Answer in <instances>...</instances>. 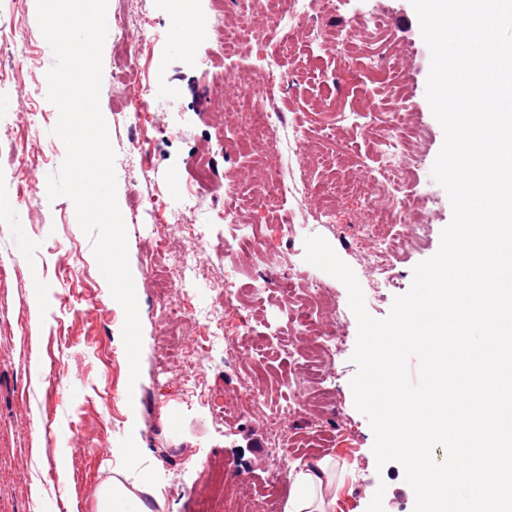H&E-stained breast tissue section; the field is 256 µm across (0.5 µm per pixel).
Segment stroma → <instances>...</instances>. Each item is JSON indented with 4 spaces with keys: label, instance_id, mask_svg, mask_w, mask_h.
I'll return each instance as SVG.
<instances>
[{
    "label": "stroma",
    "instance_id": "35a3bbf8",
    "mask_svg": "<svg viewBox=\"0 0 512 512\" xmlns=\"http://www.w3.org/2000/svg\"><path fill=\"white\" fill-rule=\"evenodd\" d=\"M121 12L128 16L129 27L124 32L112 29L105 41L100 106L116 152L117 201L127 228L142 325L140 377L134 383L121 336L124 310L98 268L72 200H51L44 194L34 200L28 194L30 188L46 184L66 153L63 142L50 133L58 111L40 81L53 55L37 21L36 0H0V20L16 22L7 35L11 53L26 60L22 72L0 73V202L6 206L0 211V512H96L97 489L115 477L129 486H145L153 512H221L222 502L202 503L211 482L210 472L198 465L202 459L231 462L252 488L262 489L268 481L270 447L261 420L248 415L215 418L184 391L176 362H169L167 373H159L166 330L159 319V297L144 285L152 236L182 221L176 201L190 179L193 155L208 157L221 173L236 166L248 171L260 161L252 150L225 156L224 115L212 111L210 84L201 75L206 63L214 76H245L250 63L239 56L225 58L210 0H195L196 33L190 39L156 0H108V17ZM362 13L384 16L387 40L409 50L404 102L426 134L408 189L426 208L428 232L398 260L393 286L366 300L369 314L382 319L394 298L409 290L415 266L436 254L453 215L446 190L427 182L444 134L426 99L431 56L410 0H340L334 13L311 21L297 50L298 60L309 61L316 71L288 95L289 118L310 137L339 134L347 146L333 170L314 161L302 169L322 196L334 199L330 222L289 235L280 218L301 206L290 194L280 200L277 214L251 206L244 213L262 226L261 264H291L316 274V267L305 260L304 239L319 235L359 284H366L364 255L353 237L364 199L353 191L335 192L333 185L354 183L373 172L374 130H343L339 121L341 112L381 100L382 87L369 71L341 64L323 42L326 31L349 26ZM145 23L157 31V38L140 39L138 29ZM123 45L145 72L161 71L176 97L173 105L150 110L147 116L153 146L146 175L124 155L127 130L120 114L129 98L114 78L115 57ZM141 198H158L166 206L155 218L145 219L136 210ZM66 248L72 250V259H64ZM322 280L335 292L342 311L344 341L325 381L336 399L321 409L319 425L289 420L296 439L292 461L301 467L325 455L335 458L341 481L334 512H414L415 494L403 468L395 462L377 467L373 430L354 405L350 381L357 367L351 357L358 325L348 291L331 275ZM34 298L43 302L37 335L28 311ZM76 433L87 444L79 456L71 447Z\"/></svg>",
    "mask_w": 512,
    "mask_h": 512
}]
</instances>
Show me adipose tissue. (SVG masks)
<instances>
[{
    "mask_svg": "<svg viewBox=\"0 0 512 512\" xmlns=\"http://www.w3.org/2000/svg\"><path fill=\"white\" fill-rule=\"evenodd\" d=\"M292 494L288 512H332L336 502V473L331 457L289 473Z\"/></svg>",
    "mask_w": 512,
    "mask_h": 512,
    "instance_id": "adipose-tissue-1",
    "label": "adipose tissue"
}]
</instances>
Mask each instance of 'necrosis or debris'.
Instances as JSON below:
<instances>
[{
  "mask_svg": "<svg viewBox=\"0 0 512 512\" xmlns=\"http://www.w3.org/2000/svg\"><path fill=\"white\" fill-rule=\"evenodd\" d=\"M268 15L266 32H256L239 27H226L221 31L224 49L229 53L248 52L254 59V79L242 82L240 96L253 105L258 129L270 142H278L288 130L284 109L285 91L297 82L296 69L283 63L282 53L302 38L307 23L315 16L335 10V0H264ZM384 25L372 14L359 15L353 25L338 29L331 37L337 54L354 51L357 60L366 61L371 71L383 73V106L380 116L384 124L374 142L376 173L365 176L359 187L366 197V209L361 223L371 225L372 231L358 239L357 244L367 258L369 282L372 288H387L394 282L393 270L401 254L421 240L425 226L416 217L417 203L407 192L411 173L407 156L411 147L421 137L402 105L403 66L395 50L376 53L375 47L383 39ZM120 79L126 89L139 102V109L123 113V123L128 130L125 145L131 164L143 165L148 153L149 138L145 134L146 109L164 97L162 74L142 76L139 63L127 57ZM305 141L302 131L293 132L294 153L279 158L275 167L253 180L249 186L251 200L256 207L270 206L287 193L299 196L303 206L290 214L288 226L329 222L327 207L312 200L308 182L290 180L288 172L299 163L297 153ZM196 177L181 194L180 213L183 221L171 225L165 235L155 239L148 256V268L169 252L173 243H180L179 262L167 269L159 286L160 313L168 325L201 323L202 330L194 335L190 344L181 345L178 361L181 365V382L187 393L200 403L213 407L216 414L230 417L247 414L261 416L268 431L272 458L268 463L269 481L266 490L255 493L247 502H240L237 494L242 483L232 465L224 467L223 496L231 512H279L275 495L285 471L282 467L292 454L295 441L288 431L287 418L308 413V389L321 386L332 365L339 340L333 334L319 332L317 323L300 322L299 334L315 339L312 349L297 353L293 383L286 404H271L268 386L257 374L244 373L241 362H257L278 358L287 340L273 336L263 340L254 335V318L259 315L258 305L266 301L281 310L294 308L299 294L317 300H326V290L318 278L298 272L294 267L281 268L276 277L264 275L254 279L249 294L229 292L223 279L210 276L206 262L205 243L208 239L206 225L223 224L224 251L236 253L238 247H247L252 254L261 251L259 227L246 223L235 205L240 189L236 171H227L223 181L211 179L209 161L197 160L193 164ZM209 190L211 205L200 210L197 200L202 190ZM202 285L212 293L210 306L197 310L187 306L185 297L190 287ZM236 312L240 328L235 336L224 334V316ZM224 349V367L238 382L233 396L216 404L205 382V361L211 360L216 347Z\"/></svg>",
  "mask_w": 512,
  "mask_h": 512,
  "instance_id": "obj_1",
  "label": "necrosis or debris"
}]
</instances>
